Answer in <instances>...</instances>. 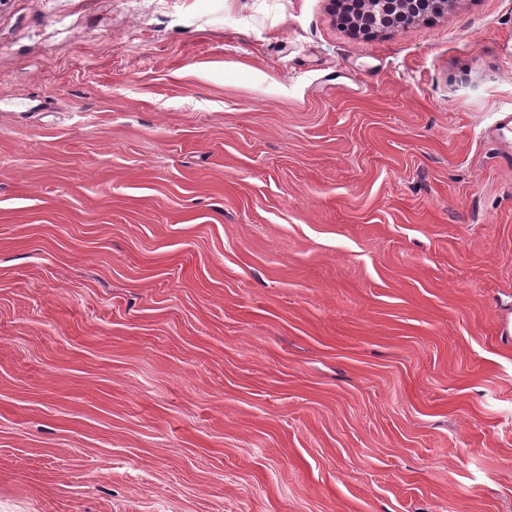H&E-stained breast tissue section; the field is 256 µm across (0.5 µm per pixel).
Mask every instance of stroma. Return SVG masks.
I'll return each mask as SVG.
<instances>
[{
    "label": "stroma",
    "instance_id": "stroma-1",
    "mask_svg": "<svg viewBox=\"0 0 512 512\" xmlns=\"http://www.w3.org/2000/svg\"><path fill=\"white\" fill-rule=\"evenodd\" d=\"M512 0H0V512H512Z\"/></svg>",
    "mask_w": 512,
    "mask_h": 512
}]
</instances>
